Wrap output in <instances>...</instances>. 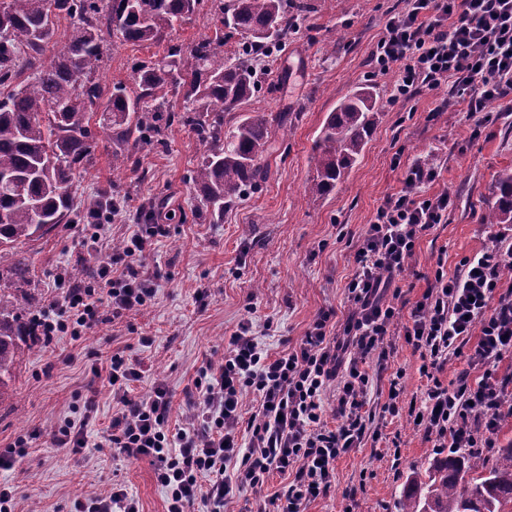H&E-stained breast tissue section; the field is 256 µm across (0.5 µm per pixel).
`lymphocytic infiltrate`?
I'll return each mask as SVG.
<instances>
[{"label":"lymphocytic infiltrate","mask_w":512,"mask_h":512,"mask_svg":"<svg viewBox=\"0 0 512 512\" xmlns=\"http://www.w3.org/2000/svg\"><path fill=\"white\" fill-rule=\"evenodd\" d=\"M379 73L396 71L394 99L420 89L449 86L470 114L512 97V0H406L391 14L374 55ZM436 169L409 166L401 188L386 197L362 234L346 285L352 306L333 342V311H320L299 346L269 353L243 322L220 362L203 366L189 390L191 415L170 428V392L155 383L141 399L130 396L140 363L112 354L93 375L107 374L116 412L100 445L128 458H150L166 494V512H224L234 495L262 491L271 474L288 476L287 489L263 498L256 512H305L336 484V462L367 437L378 436L377 412L406 413L440 448L482 450L496 445L505 404L512 403V375L495 376L512 354V290L501 281L512 271V250L493 248L464 258L454 273L436 268L434 279L410 314L384 292L400 276L417 241L444 223L451 197L428 194ZM169 232L165 224H141L120 255L98 266L92 280L61 288L36 323L45 345L68 335L80 339L102 312L121 317L148 306L160 271L142 256ZM404 337L421 359L427 385L420 403L401 408L402 372H389L390 337ZM378 369L369 373L367 358ZM464 359L454 381L437 376L448 361ZM386 390L372 408L371 390ZM258 406L243 413V398ZM72 512H140L124 485L75 500Z\"/></svg>","instance_id":"lymphocytic-infiltrate-1"}]
</instances>
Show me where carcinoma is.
<instances>
[{
	"label": "carcinoma",
	"mask_w": 512,
	"mask_h": 512,
	"mask_svg": "<svg viewBox=\"0 0 512 512\" xmlns=\"http://www.w3.org/2000/svg\"><path fill=\"white\" fill-rule=\"evenodd\" d=\"M205 0H0V85L19 77V60L33 76L0 99V282L29 298L30 259L23 246L79 218L108 223L120 197L108 186L83 207L72 187L93 164L96 135L145 150L173 124L190 128L204 148L193 171L203 207L213 216L265 180L260 163L272 148L267 112L225 116L252 97L257 60L249 49L282 44L306 0H211V34L185 51L168 48L158 61L136 63L135 89L105 92L99 75L108 61L103 32L133 44L162 40L200 12ZM186 106H165L169 91ZM373 91L353 90L329 113L314 147L316 176L309 193L336 189L361 156L376 123ZM488 224L512 223V171L498 179ZM42 345L29 313L0 294V403L14 395L13 371ZM398 512H512V444L483 456L458 449L429 463L428 479H410Z\"/></svg>",
	"instance_id": "obj_1"
}]
</instances>
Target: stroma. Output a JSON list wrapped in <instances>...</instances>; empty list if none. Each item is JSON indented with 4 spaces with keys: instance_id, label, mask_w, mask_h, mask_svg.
Here are the masks:
<instances>
[{
    "instance_id": "1",
    "label": "stroma",
    "mask_w": 512,
    "mask_h": 512,
    "mask_svg": "<svg viewBox=\"0 0 512 512\" xmlns=\"http://www.w3.org/2000/svg\"><path fill=\"white\" fill-rule=\"evenodd\" d=\"M310 13L298 18L284 48L275 50L269 72L258 75L248 110L271 113L275 147L263 156L267 176L220 220L198 210L192 172L203 148L186 127L173 125L163 145L138 154L120 171L112 169V146L100 142L92 167L74 186L80 200L116 184L125 208L106 227L111 242L131 234L128 217L145 201H157L155 223L169 227L144 259L161 272L151 305L117 320H102L82 339L62 336L28 353L14 372L13 400L0 404V451L23 438L24 456L0 469V485L10 488L15 512H70L76 498L112 484L126 485L141 512H165V494L147 458L128 459L97 445V434L112 418V389L93 377L96 356L118 353L145 365L131 394L147 396L162 382L172 397L170 427L184 424L186 393L207 361L220 360L232 333L249 320L270 353L298 347L319 311L331 309L337 322L350 312L346 284L353 272L356 244L384 198L397 190L416 162L438 169L432 194L448 193V221L417 242L409 266L395 287L398 303L414 305L436 266L454 272L459 261L496 245L512 246V224H488L484 213L495 200L502 172L512 170V101L488 104L491 121L475 124L449 87L423 89L392 102L395 72L376 74L374 51L385 22L404 0H309ZM200 12L172 33L169 41L134 45L109 39L106 86L134 88V65L163 58L169 45L190 48L208 32ZM371 85L378 118L362 156L328 196L307 186L316 174L313 147L329 112L356 86ZM84 224H60L28 243L36 309L46 307L60 269L96 265L105 253L91 254ZM206 298H198V289ZM151 337L142 345L141 337ZM390 371H402L404 399L422 395L427 380L421 361L403 337H393ZM97 390L89 447H55L53 428L72 416L88 387ZM381 437L352 449L336 464V485L312 500L306 512H397L414 476H424L445 449L407 422L389 417Z\"/></svg>"
}]
</instances>
